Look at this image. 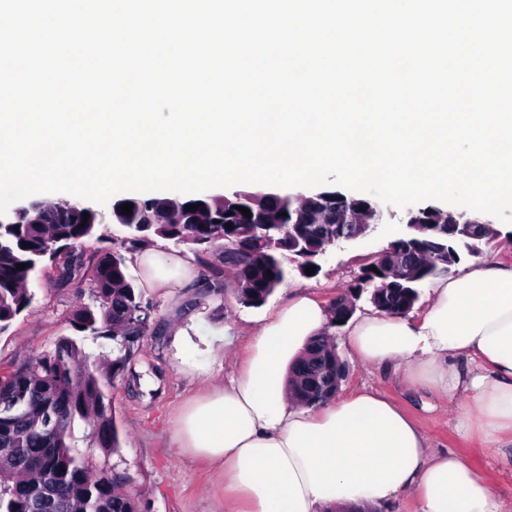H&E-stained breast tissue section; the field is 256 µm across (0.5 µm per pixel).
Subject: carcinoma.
Returning <instances> with one entry per match:
<instances>
[{
  "mask_svg": "<svg viewBox=\"0 0 512 512\" xmlns=\"http://www.w3.org/2000/svg\"><path fill=\"white\" fill-rule=\"evenodd\" d=\"M122 203L132 204V214L121 210L116 219L127 237L118 249L98 251L88 299L70 313L72 334L0 372V512H142L140 500L123 491L129 475L93 461L96 450L107 458L121 455L127 442L112 413V390L136 376L134 360L148 334L141 311L150 303L129 257L139 245L154 236L177 243L185 237L196 251L217 253L223 267L205 265V291L221 296L230 284L247 307L264 306L288 280V238L268 246L258 225L239 210L216 224L210 208L173 210L164 197ZM99 227L95 211L82 205L53 213L50 224L22 216L0 225V334L29 313L35 297L29 285L45 263L88 239H101ZM338 231L344 228L318 224L305 230L300 248L320 253ZM407 253L411 263H419L417 277L369 296L375 307L410 313L422 285L442 277L415 249ZM23 263L26 268L17 269ZM90 344L109 347L112 355L94 357L86 351ZM307 347L289 367L288 397L318 408L335 396L346 363L329 333L311 337ZM78 423L87 428L81 437L75 435Z\"/></svg>",
  "mask_w": 512,
  "mask_h": 512,
  "instance_id": "carcinoma-1",
  "label": "carcinoma"
}]
</instances>
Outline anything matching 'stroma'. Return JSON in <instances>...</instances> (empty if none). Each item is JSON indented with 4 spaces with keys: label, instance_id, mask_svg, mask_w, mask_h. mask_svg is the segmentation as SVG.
I'll list each match as a JSON object with an SVG mask.
<instances>
[{
    "label": "stroma",
    "instance_id": "1",
    "mask_svg": "<svg viewBox=\"0 0 512 512\" xmlns=\"http://www.w3.org/2000/svg\"><path fill=\"white\" fill-rule=\"evenodd\" d=\"M402 229L398 218L388 217L355 245L329 249L317 277H289L260 308L243 306L230 291L221 296L206 293L201 274L205 263H217L216 254H198L189 246L159 241L157 248L163 256L191 259L193 276L164 290L145 289L160 332L147 339L135 363L137 380L112 392V410L128 442L121 455L107 458L95 453L96 464L113 465L130 475L129 489L139 496L143 512H224L223 472L181 453L176 446L180 408L239 370L253 331L288 298L305 292L331 305L353 284L360 258L380 252ZM100 241H86L75 253H62L42 269L32 285L36 296L31 313L0 335V363L19 362L69 334L67 318L80 299V290L89 289L90 283L70 279L67 269L76 254L83 265L94 263ZM186 324L191 327L188 341L177 340L176 329ZM223 327L237 335L235 352L224 356L214 351L212 336ZM338 352L349 365L343 393L365 386L378 390L420 426L433 450H451L465 458L491 479L500 499L512 503V445L491 457L484 451L486 443L479 430L464 434L457 429L458 416L476 407L471 393L451 398L432 386L410 383L403 365L362 362L343 341Z\"/></svg>",
    "mask_w": 512,
    "mask_h": 512
}]
</instances>
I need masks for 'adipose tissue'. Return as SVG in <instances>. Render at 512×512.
Instances as JSON below:
<instances>
[{"instance_id":"ef3b65f1","label":"adipose tissue","mask_w":512,"mask_h":512,"mask_svg":"<svg viewBox=\"0 0 512 512\" xmlns=\"http://www.w3.org/2000/svg\"><path fill=\"white\" fill-rule=\"evenodd\" d=\"M135 259L151 288L189 272L187 260L162 258L153 246ZM328 329L323 304L292 297L255 330L227 384L184 408L178 448L223 469L224 490L243 512H386L407 491L417 512H506L487 478L458 454L434 451L419 425L376 390L317 409L289 404V360ZM345 333L364 361L398 362L410 380L472 393L476 411L464 413V423L490 437L512 431V264H473L436 281L421 313L358 315ZM461 359L468 371L459 370Z\"/></svg>"}]
</instances>
